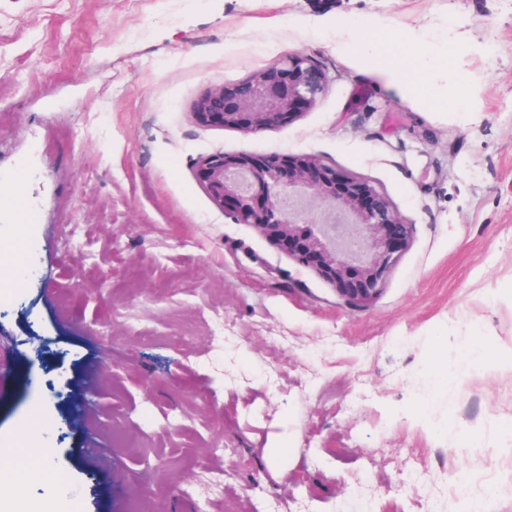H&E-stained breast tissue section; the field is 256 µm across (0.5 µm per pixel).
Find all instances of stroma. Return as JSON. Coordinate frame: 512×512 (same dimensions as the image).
Here are the masks:
<instances>
[{
    "label": "stroma",
    "instance_id": "obj_1",
    "mask_svg": "<svg viewBox=\"0 0 512 512\" xmlns=\"http://www.w3.org/2000/svg\"><path fill=\"white\" fill-rule=\"evenodd\" d=\"M339 17L447 41L479 111L356 73L326 39ZM291 53L328 76L295 121L196 123L210 86ZM217 152L307 154L382 191L410 235L375 298L350 306L218 208L195 169ZM30 210L32 276L0 261V447L29 499L512 512V0H0V257ZM474 334L487 351L457 372ZM455 476L472 497L436 494Z\"/></svg>",
    "mask_w": 512,
    "mask_h": 512
}]
</instances>
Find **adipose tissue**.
Listing matches in <instances>:
<instances>
[{"mask_svg":"<svg viewBox=\"0 0 512 512\" xmlns=\"http://www.w3.org/2000/svg\"><path fill=\"white\" fill-rule=\"evenodd\" d=\"M336 49L356 70L371 72L417 105L437 103L444 112L476 111V96L463 89L457 70L448 62L447 45H430L414 33H397L380 19L352 23L337 19Z\"/></svg>","mask_w":512,"mask_h":512,"instance_id":"1","label":"adipose tissue"}]
</instances>
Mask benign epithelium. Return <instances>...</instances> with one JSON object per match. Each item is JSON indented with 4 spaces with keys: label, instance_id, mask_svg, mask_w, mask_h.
Returning a JSON list of instances; mask_svg holds the SVG:
<instances>
[{
    "label": "benign epithelium",
    "instance_id": "7a95c632",
    "mask_svg": "<svg viewBox=\"0 0 512 512\" xmlns=\"http://www.w3.org/2000/svg\"><path fill=\"white\" fill-rule=\"evenodd\" d=\"M325 83L308 56L291 54L238 82L211 86L194 116L202 126L257 133L297 119ZM196 175L218 207L314 269L353 305L373 299L408 241L409 226L384 194L308 155L219 152L198 159Z\"/></svg>",
    "mask_w": 512,
    "mask_h": 512
}]
</instances>
